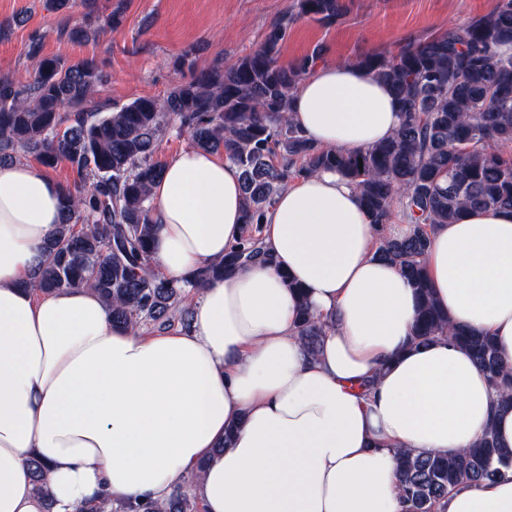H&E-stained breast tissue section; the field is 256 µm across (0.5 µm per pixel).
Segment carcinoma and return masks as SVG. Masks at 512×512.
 <instances>
[{
	"instance_id": "cac0c4a2",
	"label": "carcinoma",
	"mask_w": 512,
	"mask_h": 512,
	"mask_svg": "<svg viewBox=\"0 0 512 512\" xmlns=\"http://www.w3.org/2000/svg\"><path fill=\"white\" fill-rule=\"evenodd\" d=\"M60 16L59 33L88 40L116 28L109 17L96 29L70 25L71 0H48ZM344 16L341 0H292L263 42L229 66H210L177 81L163 99L140 97L110 112L94 101L106 73L92 58L70 63L29 45L33 79L17 84L0 76V162L21 153L43 167L68 162L83 183L66 188L60 224L43 246L31 287L41 294L91 288L107 304L112 322L132 330L191 326L188 299L224 274L271 261L260 226L278 192L292 179L320 170L339 173L355 188L379 230L377 255L393 263L415 289L419 305L411 341L446 336L469 350L488 374L503 408L512 407V371L500 363L492 337L457 327L436 304L425 271L431 231L466 210L512 209V56L496 47L512 41V0H493L485 13L452 24L396 52H369L353 60L383 82L403 120L388 140L356 152L322 148L290 117L299 83L322 61L317 49L289 65L279 63L282 42L298 18L332 26ZM171 129L195 148L222 153L241 171L242 239L218 264L181 279L152 262L156 235L151 188L164 163L154 155ZM402 208L409 233L382 229ZM330 321L306 303L297 311V336L318 354ZM399 494L409 512H434L461 484L478 486L512 468V453L496 446L487 429L472 448L448 454L398 451ZM42 495L47 465L28 461ZM193 473L166 502L133 504L107 498L78 512H202Z\"/></svg>"
}]
</instances>
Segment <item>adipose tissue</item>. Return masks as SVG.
Wrapping results in <instances>:
<instances>
[{
    "label": "adipose tissue",
    "instance_id": "adipose-tissue-1",
    "mask_svg": "<svg viewBox=\"0 0 512 512\" xmlns=\"http://www.w3.org/2000/svg\"><path fill=\"white\" fill-rule=\"evenodd\" d=\"M291 118L338 151L402 123L389 89L349 63L307 75ZM64 193L30 163H0V512H76L105 493L160 503L193 473L203 512H405L396 449L453 453L490 426L512 450V409L470 352L412 346L415 292L376 259L377 227L337 172L288 182L262 226L270 262L209 285L187 331L135 332L90 289L29 287ZM151 200L167 276L222 261L242 236L240 172L211 152L173 155ZM425 265L439 307L493 336L512 369V210L435 225ZM302 297L333 321L314 359L295 332ZM440 512H512V470L456 488Z\"/></svg>",
    "mask_w": 512,
    "mask_h": 512
}]
</instances>
